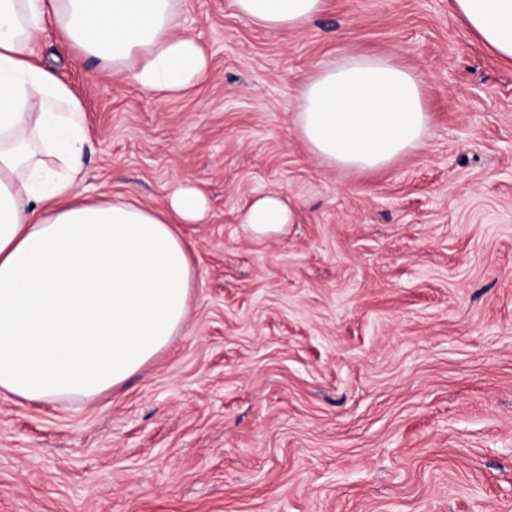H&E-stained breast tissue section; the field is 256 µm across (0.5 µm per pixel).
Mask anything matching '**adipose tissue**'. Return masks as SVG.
I'll list each match as a JSON object with an SVG mask.
<instances>
[{"label":"adipose tissue","instance_id":"obj_1","mask_svg":"<svg viewBox=\"0 0 512 512\" xmlns=\"http://www.w3.org/2000/svg\"><path fill=\"white\" fill-rule=\"evenodd\" d=\"M176 0H0V393L90 402L124 384L181 335L196 270L177 231L207 215L178 185L164 208L80 190L89 128L81 101L40 59L46 24L77 56L161 98L205 80L203 46L180 30ZM256 25L295 31L328 0H232ZM457 14L512 60V0H454ZM294 127L328 166L374 171L419 150L430 114L416 74L386 55L345 52L297 89ZM275 195L242 222L281 232Z\"/></svg>","mask_w":512,"mask_h":512}]
</instances>
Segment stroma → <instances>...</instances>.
Masks as SVG:
<instances>
[{
    "mask_svg": "<svg viewBox=\"0 0 512 512\" xmlns=\"http://www.w3.org/2000/svg\"><path fill=\"white\" fill-rule=\"evenodd\" d=\"M209 73L158 100L43 51L90 128L84 192L161 208L177 184L196 269L187 326L96 401L0 394V512H512V64L452 0H330L274 33L178 0ZM421 79L425 145L341 171L294 131L303 79L345 51ZM278 194L284 232L252 235ZM291 223V209L276 195H265L254 200L242 218V224H246L258 236L281 232Z\"/></svg>",
    "mask_w": 512,
    "mask_h": 512,
    "instance_id": "stroma-1",
    "label": "stroma"
}]
</instances>
